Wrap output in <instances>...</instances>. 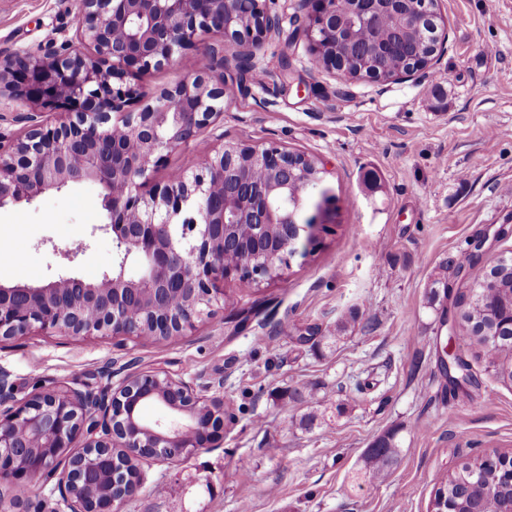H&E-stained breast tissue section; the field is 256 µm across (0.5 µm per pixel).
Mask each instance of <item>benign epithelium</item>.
<instances>
[{"label":"benign epithelium","mask_w":512,"mask_h":512,"mask_svg":"<svg viewBox=\"0 0 512 512\" xmlns=\"http://www.w3.org/2000/svg\"><path fill=\"white\" fill-rule=\"evenodd\" d=\"M315 6L296 36L318 65L322 30L336 26V0ZM377 0H349V16L367 20ZM238 0H79L78 45L64 41L44 52L17 53L0 62V100L32 112H54L11 150L0 152V208L31 204L48 191L83 181L100 188L112 234V268L95 282L60 277L42 285L0 282V337L34 332L69 336H182L224 305V282L243 277L276 280L310 253L336 211L322 188L321 169L307 174L299 158L276 143L257 149L227 145L194 170L171 171L162 182L150 172L168 153L194 139L229 105L224 80L203 73L158 93L134 83L168 65L202 33L222 39L229 60L253 59L282 36L279 17L254 0L251 14ZM426 19L436 48L448 40L441 9ZM262 168L260 179L251 175ZM250 224L256 239L277 235L263 250L241 245L232 231ZM233 248L239 262L224 263ZM135 263L140 273L128 275ZM140 310L137 321L125 311ZM98 390L68 383L15 398L0 369V480L34 487L53 483L65 512H125L126 462L173 463L218 447L224 435V382L176 379L152 368ZM164 411L144 420L141 407ZM75 448L68 460L63 451Z\"/></svg>","instance_id":"obj_1"}]
</instances>
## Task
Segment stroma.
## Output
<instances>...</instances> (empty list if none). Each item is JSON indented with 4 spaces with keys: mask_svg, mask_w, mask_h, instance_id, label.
Returning a JSON list of instances; mask_svg holds the SVG:
<instances>
[{
    "mask_svg": "<svg viewBox=\"0 0 512 512\" xmlns=\"http://www.w3.org/2000/svg\"><path fill=\"white\" fill-rule=\"evenodd\" d=\"M309 9L277 0L281 39L225 68L233 94L223 120L168 153L154 178L192 170L228 143L275 142L324 160L336 217L319 245L283 280H229L234 305L161 344L61 334L0 341V369L19 399L62 382L100 389L110 361L128 373L160 367L223 380L234 419L218 447L143 466L127 512H430L443 474L512 452V383L479 348L450 341L446 324L489 259L512 256V0H442L444 53L385 84L317 66L292 38ZM76 11V0H0V59L72 37ZM219 44L201 38L140 86L153 93L193 77ZM105 221L91 182L0 209V278L98 279L113 259ZM480 238L487 258L473 265L470 244ZM80 241L85 252L60 256ZM352 310L355 325L329 337ZM448 345L470 366L460 389L441 365ZM388 434L398 462L365 480L362 452Z\"/></svg>",
    "mask_w": 512,
    "mask_h": 512,
    "instance_id": "obj_1",
    "label": "stroma"
}]
</instances>
